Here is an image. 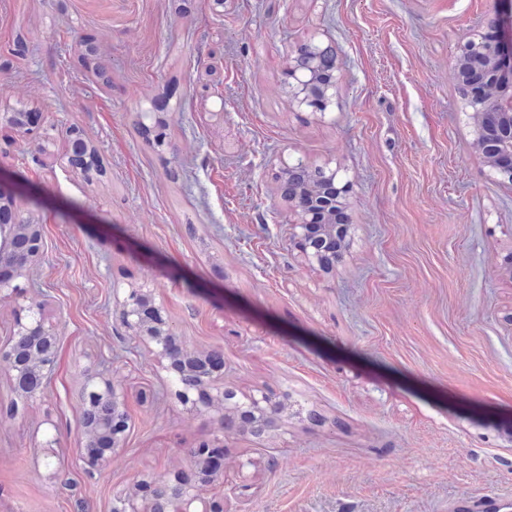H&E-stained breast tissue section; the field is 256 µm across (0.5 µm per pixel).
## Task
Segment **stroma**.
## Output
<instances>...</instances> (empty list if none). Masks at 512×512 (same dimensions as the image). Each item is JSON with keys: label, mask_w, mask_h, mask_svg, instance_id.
Wrapping results in <instances>:
<instances>
[{"label": "stroma", "mask_w": 512, "mask_h": 512, "mask_svg": "<svg viewBox=\"0 0 512 512\" xmlns=\"http://www.w3.org/2000/svg\"><path fill=\"white\" fill-rule=\"evenodd\" d=\"M495 0H0V182L44 253L0 296V345L29 307L59 362L25 399L0 361V512H111L223 440L224 512H448L512 497V190L474 151L452 60ZM336 54L325 114L285 68ZM43 113L39 135L6 123ZM166 122L156 145L155 119ZM79 128L98 174L70 164ZM349 184L330 266L290 242L282 164ZM187 350L224 356L237 401L286 403L263 439L181 402L121 318L131 290ZM124 391L122 447L87 473L86 372ZM509 497L476 494L448 504V512H511Z\"/></svg>", "instance_id": "stroma-1"}]
</instances>
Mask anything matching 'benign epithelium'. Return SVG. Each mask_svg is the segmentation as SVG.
<instances>
[{"instance_id": "obj_1", "label": "benign epithelium", "mask_w": 512, "mask_h": 512, "mask_svg": "<svg viewBox=\"0 0 512 512\" xmlns=\"http://www.w3.org/2000/svg\"><path fill=\"white\" fill-rule=\"evenodd\" d=\"M336 59L329 47L314 43L301 45L294 56L288 59L285 75L294 101L313 112H326L330 102V90L334 88ZM452 69L457 89L466 107L472 109L478 119L476 151L481 159L499 176V182L512 189V38L504 41L495 37L484 39L479 30L470 31L454 57ZM317 186H300L288 190V199L295 203L296 220L291 235V244L304 253L319 252L326 234L330 233L331 213L336 207L337 172L324 168L316 169ZM13 230L31 239V254L20 257L16 254L0 253V291L12 285L34 258L44 251L41 225L31 220L12 225ZM122 320L136 337H148L156 344L155 354L170 360L169 370L179 377L192 381L187 390L181 392L184 400L192 402L199 410H214V398L191 399L189 394L200 392L202 387L216 377L214 368L205 359L183 350L172 351V337L165 331L162 308L155 305L147 293L138 292L123 302ZM57 338L52 328L45 325L39 311H30L29 321L19 323L14 342L0 347V359L11 369L30 375L34 384L19 389L25 399L39 394L55 367ZM88 384L83 387V399L99 398L108 402L113 410L112 419L106 427L108 445L105 452L91 448L80 449V460L88 473H93L122 446L126 430L127 414L124 396L118 385L97 382L95 373H86ZM224 454L219 442L201 444L193 456V465L198 467L213 454ZM180 489L175 512H224V504L207 501L202 497L197 482L186 476L177 480ZM150 499L127 494L115 496L112 512H168L166 505L155 504L146 508Z\"/></svg>"}]
</instances>
